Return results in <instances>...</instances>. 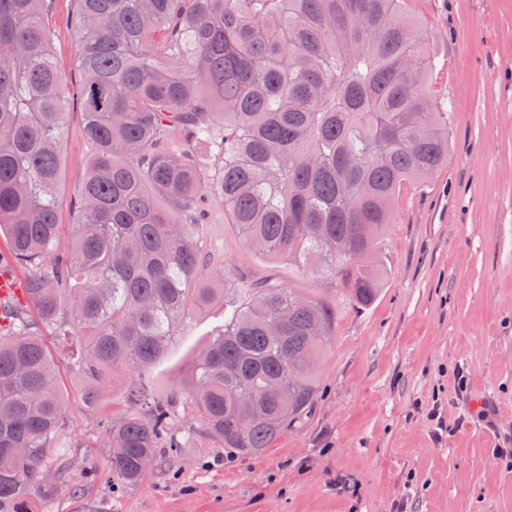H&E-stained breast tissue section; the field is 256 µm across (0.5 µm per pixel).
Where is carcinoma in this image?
<instances>
[{"label": "carcinoma", "instance_id": "carcinoma-1", "mask_svg": "<svg viewBox=\"0 0 512 512\" xmlns=\"http://www.w3.org/2000/svg\"><path fill=\"white\" fill-rule=\"evenodd\" d=\"M404 0H77L71 24L91 147L75 233L59 239L66 80L45 0H0V264L27 270L36 309L0 325V512H34L70 477L66 402L40 327L76 340L71 361L94 403L122 369L143 377L224 273L196 238L207 198L249 246L332 277L365 307L393 202L448 160L427 34ZM223 155L202 176L197 149ZM162 197L168 209L160 208ZM346 251L332 250L336 240ZM329 310L289 288L259 289L224 317L191 372L206 432L255 456L311 413ZM283 396L255 404L271 384ZM180 394L136 395L103 422L109 473L137 484L180 448ZM246 415L249 424L238 427Z\"/></svg>", "mask_w": 512, "mask_h": 512}]
</instances>
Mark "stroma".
I'll return each mask as SVG.
<instances>
[{
	"instance_id": "obj_1",
	"label": "stroma",
	"mask_w": 512,
	"mask_h": 512,
	"mask_svg": "<svg viewBox=\"0 0 512 512\" xmlns=\"http://www.w3.org/2000/svg\"><path fill=\"white\" fill-rule=\"evenodd\" d=\"M75 0H50L53 48L69 89L81 76L66 26ZM428 33L431 77L448 115V162L395 203L371 306L350 303L334 280L247 246L211 199L198 239L224 270V298L190 313L146 378L120 371L97 404L66 345L47 338L67 398L70 487L38 500L39 512H512V0H406ZM70 102L61 141L58 222L70 239L74 196L91 147ZM269 284L290 288L334 314L318 366L311 415L256 457L226 453L199 411L179 410L183 446L161 455L134 485L85 479L108 472L101 421L130 410L145 382L154 396L188 390L199 351L224 312Z\"/></svg>"
}]
</instances>
